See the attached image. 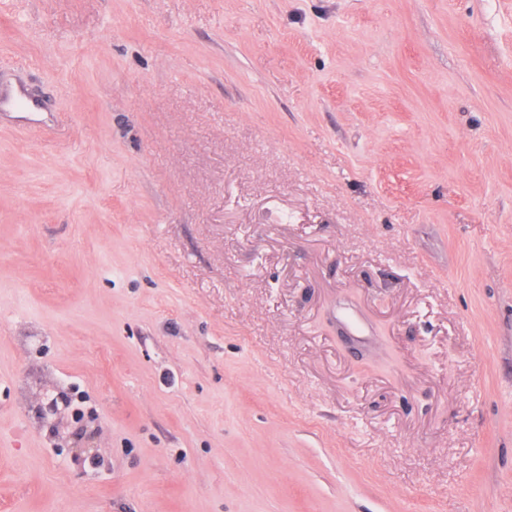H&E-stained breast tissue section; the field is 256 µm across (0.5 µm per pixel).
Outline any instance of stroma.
Wrapping results in <instances>:
<instances>
[{"instance_id":"stroma-1","label":"stroma","mask_w":512,"mask_h":512,"mask_svg":"<svg viewBox=\"0 0 512 512\" xmlns=\"http://www.w3.org/2000/svg\"><path fill=\"white\" fill-rule=\"evenodd\" d=\"M15 83L0 512H512V0H0ZM23 106L25 108H37L38 103L31 99L25 89L19 86L16 92L11 90H0V112L12 110ZM69 404L64 395L58 393L56 395L44 394L43 400L39 406L41 415L45 419L56 421L65 416Z\"/></svg>"}]
</instances>
